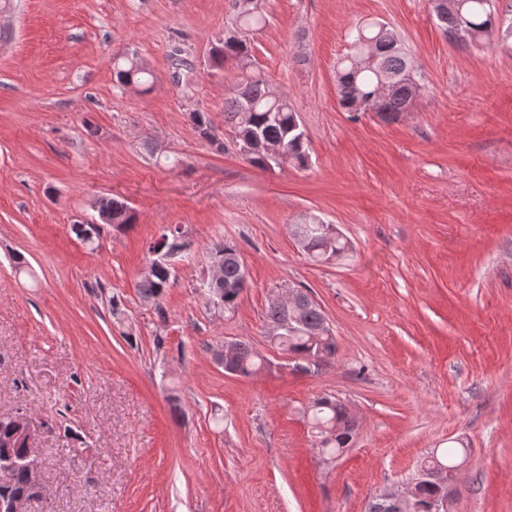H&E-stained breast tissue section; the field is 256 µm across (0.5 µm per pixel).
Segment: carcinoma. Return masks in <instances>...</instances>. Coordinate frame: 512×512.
I'll list each match as a JSON object with an SVG mask.
<instances>
[{"mask_svg":"<svg viewBox=\"0 0 512 512\" xmlns=\"http://www.w3.org/2000/svg\"><path fill=\"white\" fill-rule=\"evenodd\" d=\"M457 12L437 17L443 35L460 29L465 36L475 40L494 38L498 0H460ZM234 20L245 29L258 31L266 24V18L253 0H231ZM374 54L377 62L363 63L364 56ZM117 83L126 86L134 83L149 89L153 82L150 68L136 56L118 52L112 57ZM211 66L222 68L230 63L240 72L238 89L224 107V123L231 129L234 143L242 144L253 138L280 145L287 154L288 161L299 166L308 162L307 139L300 127L297 112L288 99L276 100L272 97L263 75L255 70L252 44L242 43L229 32L210 55ZM401 73L402 81L396 83L385 96L377 95L383 73ZM408 58L396 41L395 35L385 26L374 22L357 27L351 36L349 52L336 65V86L339 106L346 112H374L385 122H394L408 111L415 99L416 81L407 76ZM191 119L197 133L204 141L215 144L212 124L206 113L195 111ZM99 221L73 224L71 232L76 238L95 249L99 247L100 225L112 224L122 228L135 222V215L123 202L112 197L97 201ZM308 239L306 255L320 262L325 255L340 257L345 242L325 250L320 225H305ZM158 242L148 246V260L152 271L143 275L135 289L140 301L154 308L159 320L166 319L162 306L168 290L175 284L173 269L156 257ZM209 257L222 264V283L214 288L203 285V291L214 308L230 312L238 306L239 299L248 283L243 279L241 251L237 244L217 240L211 244ZM296 329L281 337L279 350L300 359L296 367L305 373L318 372L331 366L336 360V336H314L312 330L324 320L319 304L311 300L304 303L295 313ZM266 360L245 340L237 341V353L231 365V374L241 377L251 376L261 371ZM307 418L316 438V447L336 452L348 447L357 431L356 417L349 408L332 395H321L313 399L307 411ZM26 424L15 418L0 417V462L13 463L11 482L0 486V502L24 499L34 502L41 498L27 468L22 463L28 447ZM466 456V450H449L446 454H436L424 459L419 468L429 471L442 465H457L458 456ZM440 486L423 480L415 486L410 512H428L430 501L438 495Z\"/></svg>","mask_w":512,"mask_h":512,"instance_id":"carcinoma-1","label":"carcinoma"}]
</instances>
